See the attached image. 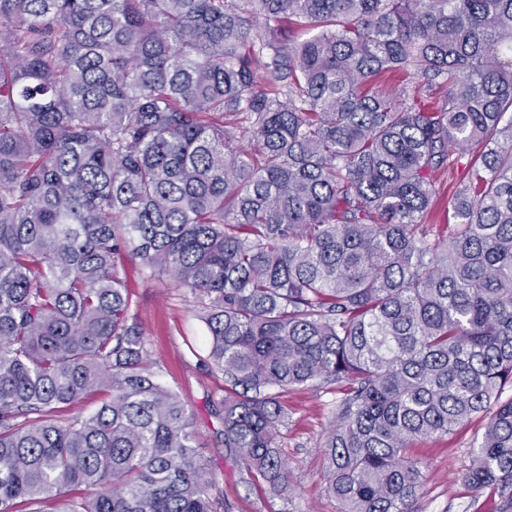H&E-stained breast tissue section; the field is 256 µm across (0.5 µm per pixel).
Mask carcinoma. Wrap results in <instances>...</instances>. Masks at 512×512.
I'll use <instances>...</instances> for the list:
<instances>
[{
    "label": "carcinoma",
    "instance_id": "1",
    "mask_svg": "<svg viewBox=\"0 0 512 512\" xmlns=\"http://www.w3.org/2000/svg\"><path fill=\"white\" fill-rule=\"evenodd\" d=\"M126 257L191 294L253 478L284 393L345 382L340 512H415L412 445L479 416L512 512V0H0V512L224 507ZM450 183V182H448ZM461 188V184L459 179H454L451 181L449 185H447V189L441 191L440 197L434 203V232L440 237H448L450 232V227L448 228V219L450 222H453L451 218L452 211H449L448 214V199Z\"/></svg>",
    "mask_w": 512,
    "mask_h": 512
}]
</instances>
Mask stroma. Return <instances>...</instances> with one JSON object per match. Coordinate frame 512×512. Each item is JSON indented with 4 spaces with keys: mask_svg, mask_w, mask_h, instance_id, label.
Returning a JSON list of instances; mask_svg holds the SVG:
<instances>
[{
    "mask_svg": "<svg viewBox=\"0 0 512 512\" xmlns=\"http://www.w3.org/2000/svg\"><path fill=\"white\" fill-rule=\"evenodd\" d=\"M124 269L133 312L145 330L149 365L186 403L198 454L214 480L213 495L224 501L223 512H340L326 489L327 463L318 442L331 424V410L342 399V390L296 387L284 395L288 421L280 441L288 460V484L271 492L224 448L218 416L224 377L198 355L206 332L192 311L189 293L171 278L151 276L139 260H125ZM485 424L476 418L451 434L415 443L413 453L424 474L416 512H497V500L489 491H473L462 482L469 450L481 439Z\"/></svg>",
    "mask_w": 512,
    "mask_h": 512,
    "instance_id": "1",
    "label": "stroma"
}]
</instances>
